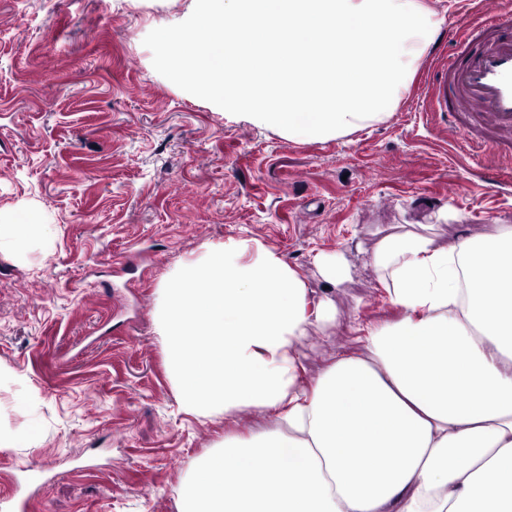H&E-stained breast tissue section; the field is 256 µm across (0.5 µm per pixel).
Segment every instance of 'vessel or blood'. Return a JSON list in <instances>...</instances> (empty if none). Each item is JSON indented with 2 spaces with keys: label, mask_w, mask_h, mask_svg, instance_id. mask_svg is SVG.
<instances>
[{
  "label": "vessel or blood",
  "mask_w": 512,
  "mask_h": 512,
  "mask_svg": "<svg viewBox=\"0 0 512 512\" xmlns=\"http://www.w3.org/2000/svg\"><path fill=\"white\" fill-rule=\"evenodd\" d=\"M430 70L426 95L449 129L512 162V22L491 14L468 23Z\"/></svg>",
  "instance_id": "b4317fda"
}]
</instances>
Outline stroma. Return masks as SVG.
Segmentation results:
<instances>
[{"label":"stroma","mask_w":512,"mask_h":512,"mask_svg":"<svg viewBox=\"0 0 512 512\" xmlns=\"http://www.w3.org/2000/svg\"><path fill=\"white\" fill-rule=\"evenodd\" d=\"M444 14L432 49L483 0H422ZM191 0H0V219L46 225L0 251V495L40 489L29 512H178L182 480L232 425L185 412L155 312L161 288L234 238L277 251L329 299L332 323L297 344L304 378L358 354V325L396 318L370 263L408 225L437 243L512 225V168L495 190L476 154L423 109L430 64L382 123L288 137L191 95L144 45ZM341 254L329 287L316 259Z\"/></svg>","instance_id":"1"}]
</instances>
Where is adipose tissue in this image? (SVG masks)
Returning a JSON list of instances; mask_svg holds the SVG:
<instances>
[{
    "mask_svg": "<svg viewBox=\"0 0 512 512\" xmlns=\"http://www.w3.org/2000/svg\"><path fill=\"white\" fill-rule=\"evenodd\" d=\"M371 264L397 318L308 385L297 343L336 315L277 251L226 243L165 289L182 407L277 419L200 459L178 512H512V225L442 246L391 234Z\"/></svg>",
    "mask_w": 512,
    "mask_h": 512,
    "instance_id": "adipose-tissue-1",
    "label": "adipose tissue"
}]
</instances>
